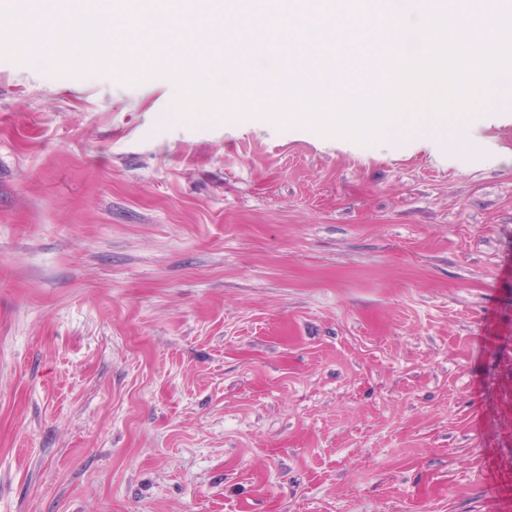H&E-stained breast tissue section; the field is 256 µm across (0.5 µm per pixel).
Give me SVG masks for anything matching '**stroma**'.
Masks as SVG:
<instances>
[{
    "label": "stroma",
    "instance_id": "obj_1",
    "mask_svg": "<svg viewBox=\"0 0 512 512\" xmlns=\"http://www.w3.org/2000/svg\"><path fill=\"white\" fill-rule=\"evenodd\" d=\"M171 102L0 60V512H512V98Z\"/></svg>",
    "mask_w": 512,
    "mask_h": 512
}]
</instances>
